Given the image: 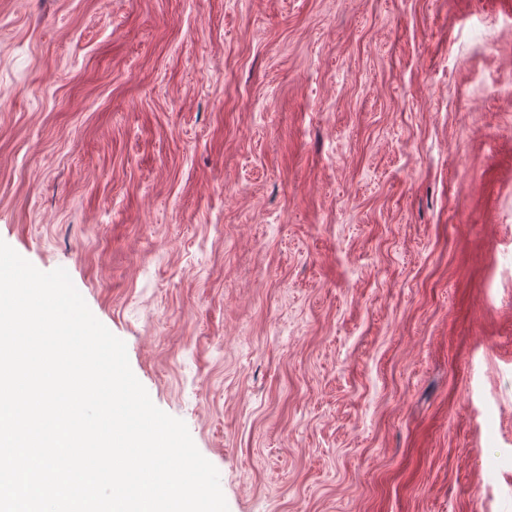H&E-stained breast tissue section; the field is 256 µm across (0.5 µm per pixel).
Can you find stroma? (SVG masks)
Masks as SVG:
<instances>
[{
  "label": "stroma",
  "mask_w": 512,
  "mask_h": 512,
  "mask_svg": "<svg viewBox=\"0 0 512 512\" xmlns=\"http://www.w3.org/2000/svg\"><path fill=\"white\" fill-rule=\"evenodd\" d=\"M0 240L228 512H512V0H0Z\"/></svg>",
  "instance_id": "35a3bbf8"
}]
</instances>
